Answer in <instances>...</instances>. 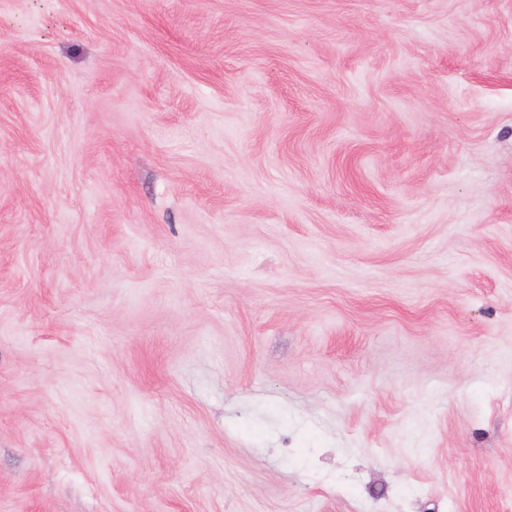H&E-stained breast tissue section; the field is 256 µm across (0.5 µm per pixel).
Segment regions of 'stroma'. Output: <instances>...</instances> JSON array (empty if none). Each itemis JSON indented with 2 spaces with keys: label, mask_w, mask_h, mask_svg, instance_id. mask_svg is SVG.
<instances>
[{
  "label": "stroma",
  "mask_w": 512,
  "mask_h": 512,
  "mask_svg": "<svg viewBox=\"0 0 512 512\" xmlns=\"http://www.w3.org/2000/svg\"><path fill=\"white\" fill-rule=\"evenodd\" d=\"M512 0H0V512H512Z\"/></svg>",
  "instance_id": "obj_1"
}]
</instances>
